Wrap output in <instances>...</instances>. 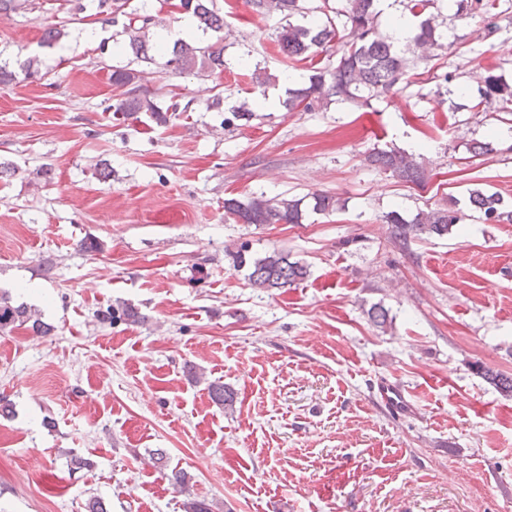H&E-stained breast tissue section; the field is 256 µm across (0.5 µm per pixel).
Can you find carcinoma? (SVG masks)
Segmentation results:
<instances>
[{
	"mask_svg": "<svg viewBox=\"0 0 512 512\" xmlns=\"http://www.w3.org/2000/svg\"><path fill=\"white\" fill-rule=\"evenodd\" d=\"M95 2L97 14L104 16V21L114 26L122 25L121 33L127 36L125 45L137 61L173 74L218 77L224 71V14L217 7L216 0H185L183 3L185 13L195 18L203 31L213 32L216 40H177L170 47L160 40L150 42L149 33L156 25V16L147 8L127 12L124 0ZM347 2L346 18L351 26V40L341 50L336 65L314 66L307 82L298 88L288 89V110L311 111L332 98L363 107L371 99L397 90L406 80L407 59L397 50L394 35L379 28L378 0ZM253 7L258 13L276 11L283 15L285 23L278 28L275 38L280 51L290 61L300 62L322 53L331 56L335 53L336 43L343 39L333 18L328 16L323 23L308 18L300 0H253ZM447 40L448 35L439 30L431 16L420 21L418 32L412 38L415 46L421 48L427 57L446 48ZM138 78L140 71L133 68L112 70V86L117 94L108 109L124 118L145 112L156 123H167V113L180 111L179 104L174 102L163 109L137 88L128 87L130 81ZM483 96L511 103L512 85L490 73L485 78ZM368 161L398 181L418 188L425 187L430 178L423 158L412 153L376 151L368 156ZM310 198L316 212L335 211L339 204V200L328 193L316 192ZM468 202L471 210L480 213L487 221L512 219V210L507 209L503 198L496 193L474 188L468 191ZM302 203L301 198L280 195L269 198L264 194H250L242 199L224 200V214L236 224H299L303 217ZM463 217L458 202L451 200L444 207L420 211L410 220L395 210L388 212L384 219L391 225L393 241L404 246L412 239L448 235ZM236 262L249 267L247 279L252 288H290L309 275L307 265L291 260L290 254L281 249H274L257 259H248L239 253ZM368 315L372 324L384 331L391 326L388 311L381 305L371 307ZM107 319L136 324L141 322L142 316L137 309L119 304L110 309ZM19 327H26L39 336H46L52 331L38 310L22 303L16 304L8 295L0 294V333ZM478 370L499 392L512 395V376L484 366ZM207 389L210 399L223 407L224 412H234V391L218 382L209 383ZM165 477L176 490L188 494L182 504L184 512H213L212 504L206 499L190 495L194 477L187 470L174 468Z\"/></svg>",
	"mask_w": 512,
	"mask_h": 512,
	"instance_id": "obj_1",
	"label": "carcinoma"
}]
</instances>
